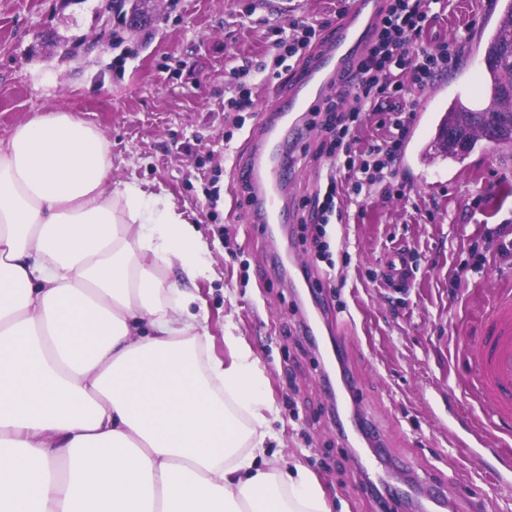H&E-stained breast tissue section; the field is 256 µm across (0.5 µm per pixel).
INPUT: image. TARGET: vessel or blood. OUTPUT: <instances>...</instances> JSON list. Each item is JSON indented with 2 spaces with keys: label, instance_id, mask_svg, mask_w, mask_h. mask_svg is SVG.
<instances>
[{
  "label": "vessel or blood",
  "instance_id": "b4317fda",
  "mask_svg": "<svg viewBox=\"0 0 512 512\" xmlns=\"http://www.w3.org/2000/svg\"><path fill=\"white\" fill-rule=\"evenodd\" d=\"M383 9L384 0H353L335 29L299 68L287 95L260 113L251 133L252 147L237 164L236 176L250 187L248 208L265 238H274L276 225L285 221L279 199L292 170L282 155L284 139H303V118L337 90L352 62L366 52ZM459 345L469 359L470 394L491 409L489 426L512 428L511 288L494 290L483 310L478 335L460 337ZM494 456L495 462L489 467L492 482L488 489L475 491L474 499L489 500L492 493L512 486V448L495 449Z\"/></svg>",
  "mask_w": 512,
  "mask_h": 512
}]
</instances>
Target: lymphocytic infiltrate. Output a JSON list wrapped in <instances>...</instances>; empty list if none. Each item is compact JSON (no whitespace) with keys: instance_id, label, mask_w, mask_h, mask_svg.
Wrapping results in <instances>:
<instances>
[{"instance_id":"1","label":"lymphocytic infiltrate","mask_w":512,"mask_h":512,"mask_svg":"<svg viewBox=\"0 0 512 512\" xmlns=\"http://www.w3.org/2000/svg\"><path fill=\"white\" fill-rule=\"evenodd\" d=\"M432 3L386 0L384 16L368 53L350 68L336 96L318 107L309 121L324 135L316 153L328 163L324 194L305 198L299 218L317 261L332 260L326 226L332 218L341 216L345 201L383 183L385 169L398 158L414 118L415 104L406 98V84L428 88L459 51L454 43L411 50L412 41L421 35L432 16ZM323 29L320 23L293 22L285 28H271L270 34L285 57L301 58L319 40ZM381 100H399L403 106L379 119V127L386 131L384 139L358 150L363 116Z\"/></svg>"}]
</instances>
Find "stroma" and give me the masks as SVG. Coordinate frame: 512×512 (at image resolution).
<instances>
[{
    "instance_id": "obj_1",
    "label": "stroma",
    "mask_w": 512,
    "mask_h": 512,
    "mask_svg": "<svg viewBox=\"0 0 512 512\" xmlns=\"http://www.w3.org/2000/svg\"><path fill=\"white\" fill-rule=\"evenodd\" d=\"M254 2L165 0L150 26L131 33L105 0H0V141L45 111L68 112L108 138L115 181L170 198L209 250L210 273L189 289L205 309L212 354L228 359V332L252 349L272 405L266 459L303 465L331 512H378L370 483L357 478L361 463L378 460L366 445L349 449L336 428L337 415L354 408L374 422L395 472H428L457 488L458 468L474 474L482 465L466 460L465 432L448 405L469 375L457 338L476 333L491 289L512 288V254L483 236L498 225L512 240V152L482 140L460 164L396 160L389 191L374 187L348 204L343 223L328 225L335 266L315 273L327 305L305 330L314 316L309 292L291 288L279 269L287 259L305 265L312 257L284 236L267 243L233 179L256 113L284 87L278 77L241 82L232 72L272 63L270 27L335 19L349 0H304L288 14L256 10ZM500 9V0H449L429 23L426 45L463 44L432 91L452 99L461 81L482 70L469 29L483 14L497 20ZM107 27L121 45L104 37ZM243 83L252 91L250 114L226 106ZM320 138L311 132L308 150L291 157L290 210L325 182V161L313 153ZM211 188L220 195L213 205ZM395 251L413 271L399 291L381 276ZM339 322L346 365L363 390L354 404L325 392L312 358V344L329 348L328 332Z\"/></svg>"
}]
</instances>
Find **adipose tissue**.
<instances>
[{
	"label": "adipose tissue",
	"instance_id": "obj_1",
	"mask_svg": "<svg viewBox=\"0 0 512 512\" xmlns=\"http://www.w3.org/2000/svg\"><path fill=\"white\" fill-rule=\"evenodd\" d=\"M207 249L166 198L112 180L110 143L51 110L0 146V512H330L261 467L259 360L167 282Z\"/></svg>",
	"mask_w": 512,
	"mask_h": 512
}]
</instances>
